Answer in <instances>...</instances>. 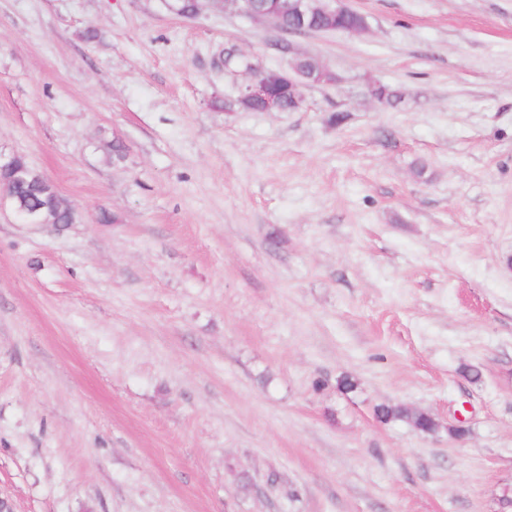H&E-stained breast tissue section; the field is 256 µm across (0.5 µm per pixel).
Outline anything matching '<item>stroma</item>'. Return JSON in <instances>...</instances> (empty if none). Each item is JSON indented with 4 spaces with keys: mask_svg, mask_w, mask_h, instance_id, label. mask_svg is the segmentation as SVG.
<instances>
[{
    "mask_svg": "<svg viewBox=\"0 0 512 512\" xmlns=\"http://www.w3.org/2000/svg\"><path fill=\"white\" fill-rule=\"evenodd\" d=\"M346 3L367 32L287 50L218 7L0 0V149L76 214L0 210L15 512H512V0ZM232 50L337 81L227 111ZM375 414L380 421L385 422L407 419L422 434H434L439 427L432 416L425 413H411L403 407L378 406Z\"/></svg>",
    "mask_w": 512,
    "mask_h": 512,
    "instance_id": "stroma-1",
    "label": "stroma"
}]
</instances>
